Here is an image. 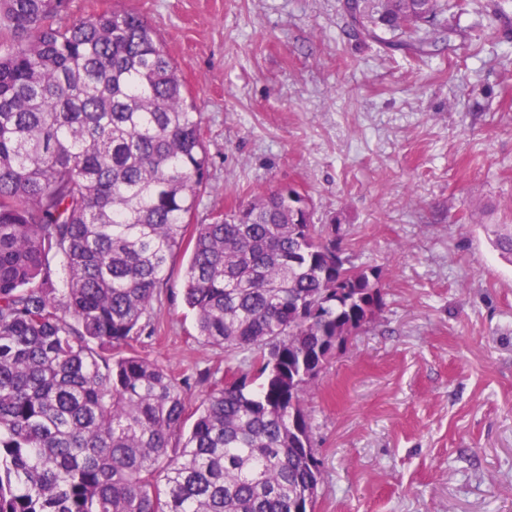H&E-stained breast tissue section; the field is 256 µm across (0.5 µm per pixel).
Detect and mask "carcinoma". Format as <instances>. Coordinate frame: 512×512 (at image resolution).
Returning <instances> with one entry per match:
<instances>
[{"label": "carcinoma", "instance_id": "obj_1", "mask_svg": "<svg viewBox=\"0 0 512 512\" xmlns=\"http://www.w3.org/2000/svg\"><path fill=\"white\" fill-rule=\"evenodd\" d=\"M472 3L498 34L496 0L340 10L347 35L423 58ZM64 6L0 0V512H314L305 396L382 310L380 273L294 188L191 223L210 159L156 31L116 6L57 25ZM487 232L512 263V224ZM179 253L225 354L192 412L186 380L121 353Z\"/></svg>", "mask_w": 512, "mask_h": 512}]
</instances>
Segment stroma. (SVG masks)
Masks as SVG:
<instances>
[{
  "instance_id": "obj_1",
  "label": "stroma",
  "mask_w": 512,
  "mask_h": 512,
  "mask_svg": "<svg viewBox=\"0 0 512 512\" xmlns=\"http://www.w3.org/2000/svg\"><path fill=\"white\" fill-rule=\"evenodd\" d=\"M142 15L200 114L210 186L193 221L292 186L337 219L385 306L305 398L322 462L315 512H512V263L482 229L512 223V21L461 15L416 60L344 34L338 0H66L57 24L113 3ZM158 288L142 357L223 367Z\"/></svg>"
}]
</instances>
